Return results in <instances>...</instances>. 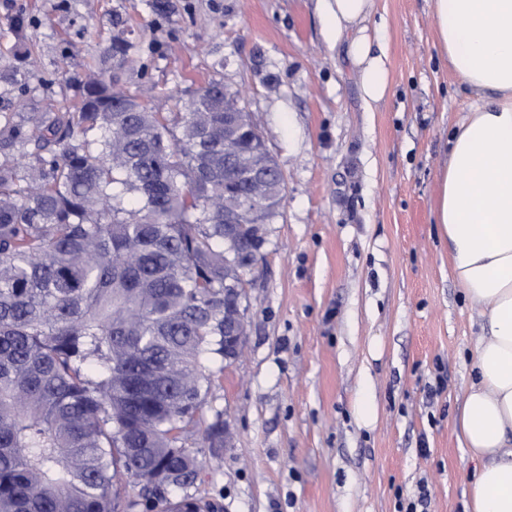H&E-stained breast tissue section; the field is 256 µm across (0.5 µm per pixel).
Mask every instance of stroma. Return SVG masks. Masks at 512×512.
Instances as JSON below:
<instances>
[{"instance_id": "35a3bbf8", "label": "stroma", "mask_w": 512, "mask_h": 512, "mask_svg": "<svg viewBox=\"0 0 512 512\" xmlns=\"http://www.w3.org/2000/svg\"><path fill=\"white\" fill-rule=\"evenodd\" d=\"M168 4L0 0V67L22 46L36 61L0 82V112L20 97L40 110L120 18L158 111L217 63L261 131L288 191L247 274L244 351L209 394L233 445L206 465L201 495L221 512H401L424 485L426 512H465L472 467L456 420L480 329L432 211L449 132L474 98L438 52L432 0H375L368 26L391 90L372 109L321 0Z\"/></svg>"}]
</instances>
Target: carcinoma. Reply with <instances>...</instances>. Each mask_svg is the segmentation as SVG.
<instances>
[{
  "mask_svg": "<svg viewBox=\"0 0 512 512\" xmlns=\"http://www.w3.org/2000/svg\"><path fill=\"white\" fill-rule=\"evenodd\" d=\"M146 65L120 35L41 112L0 113V512H215L198 494L219 464L224 411L208 409L224 367V287L243 281L251 225L282 216L271 168L264 201L224 254L223 81L157 112L113 85ZM138 488L123 495L118 485Z\"/></svg>",
  "mask_w": 512,
  "mask_h": 512,
  "instance_id": "cac0c4a2",
  "label": "carcinoma"
}]
</instances>
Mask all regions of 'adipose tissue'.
Returning a JSON list of instances; mask_svg holds the SVG:
<instances>
[{"instance_id": "ef3b65f1", "label": "adipose tissue", "mask_w": 512, "mask_h": 512, "mask_svg": "<svg viewBox=\"0 0 512 512\" xmlns=\"http://www.w3.org/2000/svg\"><path fill=\"white\" fill-rule=\"evenodd\" d=\"M322 8L348 40L366 105H379L389 67L372 49L374 0ZM433 12L442 54L477 95L448 140L434 207L450 274L480 325L457 420L473 464L465 512H512V0H433Z\"/></svg>"}]
</instances>
